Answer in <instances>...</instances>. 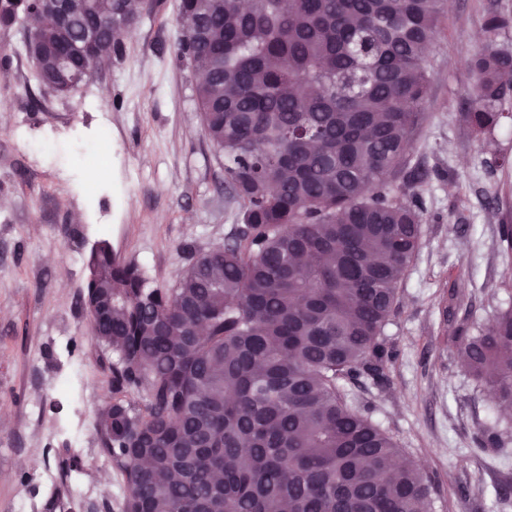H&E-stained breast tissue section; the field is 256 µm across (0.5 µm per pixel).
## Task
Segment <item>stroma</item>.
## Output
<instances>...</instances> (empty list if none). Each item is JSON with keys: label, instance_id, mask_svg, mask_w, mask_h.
Masks as SVG:
<instances>
[{"label": "stroma", "instance_id": "35a3bbf8", "mask_svg": "<svg viewBox=\"0 0 512 512\" xmlns=\"http://www.w3.org/2000/svg\"><path fill=\"white\" fill-rule=\"evenodd\" d=\"M180 3L151 0L121 53L64 95L19 54L22 30L0 26V512H123L96 426L109 390L83 306L90 251L108 241L168 289L242 221L200 120L198 76L177 58ZM490 10L512 15V0L443 4L410 149L423 175L420 247L384 330L395 357L384 386L345 385L432 476L430 512H512V494L497 493L512 487V411H498L454 343L512 306L500 238L512 225V120L482 136L462 118L469 59L489 44L512 52V29L484 31ZM104 124L112 162L91 182L85 160ZM483 429L501 446L479 447Z\"/></svg>", "mask_w": 512, "mask_h": 512}]
</instances>
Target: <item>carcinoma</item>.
I'll list each match as a JSON object with an SVG mask.
<instances>
[{
    "mask_svg": "<svg viewBox=\"0 0 512 512\" xmlns=\"http://www.w3.org/2000/svg\"><path fill=\"white\" fill-rule=\"evenodd\" d=\"M66 28L23 47L39 82L92 18L118 52L114 12L138 0H69ZM442 0H185L178 56L204 74V128L243 207L232 242L192 258L174 288L102 240L83 297L91 333L116 356L97 427L123 478V512H428L432 479L403 457L343 384L382 380L383 338L421 238L422 178L408 145L422 124ZM33 0H0L25 27ZM512 18L491 13L494 34ZM464 120L506 118L512 54L487 45ZM460 358L512 407V307L467 336ZM135 393L138 401L128 399Z\"/></svg>",
    "mask_w": 512,
    "mask_h": 512,
    "instance_id": "obj_1",
    "label": "carcinoma"
}]
</instances>
